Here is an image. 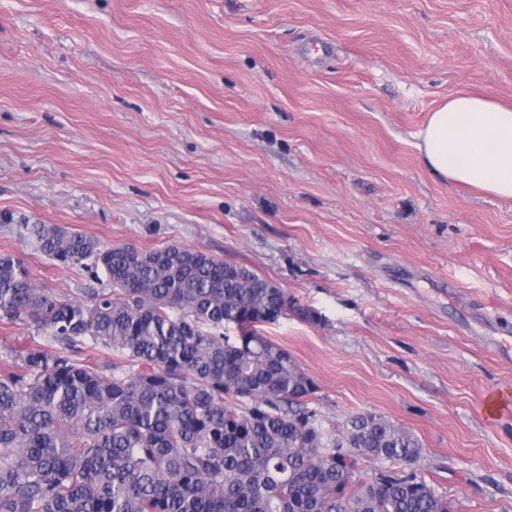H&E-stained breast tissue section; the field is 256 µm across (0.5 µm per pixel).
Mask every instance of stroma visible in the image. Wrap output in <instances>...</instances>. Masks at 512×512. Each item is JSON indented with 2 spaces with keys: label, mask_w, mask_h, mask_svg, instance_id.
Instances as JSON below:
<instances>
[{
  "label": "stroma",
  "mask_w": 512,
  "mask_h": 512,
  "mask_svg": "<svg viewBox=\"0 0 512 512\" xmlns=\"http://www.w3.org/2000/svg\"><path fill=\"white\" fill-rule=\"evenodd\" d=\"M461 91L512 104V0H0V252L87 299L28 224L202 249L276 282L263 325L332 421L411 428L451 512H512V200L431 174Z\"/></svg>",
  "instance_id": "35a3bbf8"
}]
</instances>
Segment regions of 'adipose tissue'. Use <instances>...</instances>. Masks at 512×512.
Returning a JSON list of instances; mask_svg holds the SVG:
<instances>
[{
    "instance_id": "obj_1",
    "label": "adipose tissue",
    "mask_w": 512,
    "mask_h": 512,
    "mask_svg": "<svg viewBox=\"0 0 512 512\" xmlns=\"http://www.w3.org/2000/svg\"><path fill=\"white\" fill-rule=\"evenodd\" d=\"M432 173L512 200V106L461 92L430 113L417 134Z\"/></svg>"
}]
</instances>
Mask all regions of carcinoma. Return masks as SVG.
<instances>
[{"instance_id": "cac0c4a2", "label": "carcinoma", "mask_w": 512, "mask_h": 512, "mask_svg": "<svg viewBox=\"0 0 512 512\" xmlns=\"http://www.w3.org/2000/svg\"><path fill=\"white\" fill-rule=\"evenodd\" d=\"M26 231L64 267L101 271L88 300L49 294L0 253V322L44 332L0 370V512H449L413 471L418 436L367 411L310 407L314 380L260 330L288 292L200 249ZM234 325L239 336L208 334ZM112 359L78 361L84 344Z\"/></svg>"}]
</instances>
